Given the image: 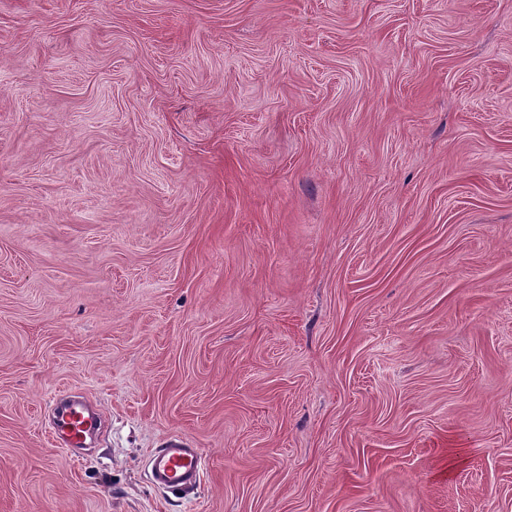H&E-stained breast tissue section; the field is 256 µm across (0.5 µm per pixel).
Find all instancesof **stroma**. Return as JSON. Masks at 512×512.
Segmentation results:
<instances>
[{"label":"stroma","instance_id":"35a3bbf8","mask_svg":"<svg viewBox=\"0 0 512 512\" xmlns=\"http://www.w3.org/2000/svg\"><path fill=\"white\" fill-rule=\"evenodd\" d=\"M0 512H512V0H0ZM96 425L97 418L83 406L70 401L53 405V435L55 438L63 435L66 446L71 449L82 448ZM205 465L200 449L172 441L151 458L150 477L158 487L170 491L185 490L199 483Z\"/></svg>","mask_w":512,"mask_h":512}]
</instances>
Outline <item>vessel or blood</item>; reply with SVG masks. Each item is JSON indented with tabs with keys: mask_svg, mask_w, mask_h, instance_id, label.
Listing matches in <instances>:
<instances>
[{
	"mask_svg": "<svg viewBox=\"0 0 512 512\" xmlns=\"http://www.w3.org/2000/svg\"><path fill=\"white\" fill-rule=\"evenodd\" d=\"M96 424V417L83 406L64 401L53 407V435L65 438L69 448L83 447ZM205 465L200 449L174 441L153 455L150 477L154 485L164 489L185 490L199 483Z\"/></svg>",
	"mask_w": 512,
	"mask_h": 512,
	"instance_id": "1",
	"label": "vessel or blood"
}]
</instances>
